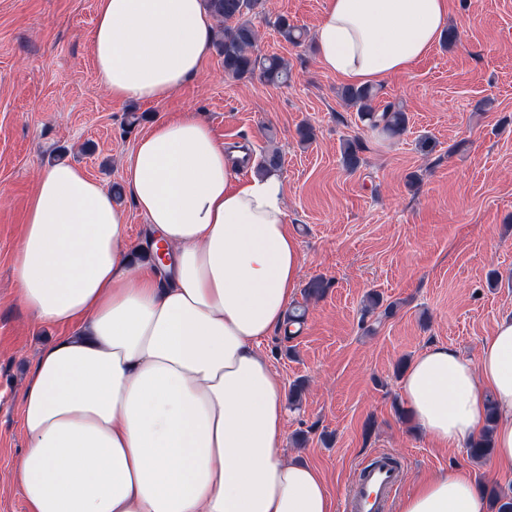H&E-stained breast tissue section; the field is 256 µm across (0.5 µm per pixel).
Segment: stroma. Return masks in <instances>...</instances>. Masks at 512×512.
Wrapping results in <instances>:
<instances>
[{
  "instance_id": "stroma-1",
  "label": "stroma",
  "mask_w": 512,
  "mask_h": 512,
  "mask_svg": "<svg viewBox=\"0 0 512 512\" xmlns=\"http://www.w3.org/2000/svg\"><path fill=\"white\" fill-rule=\"evenodd\" d=\"M326 0H267L251 15L257 50L284 58L274 86L225 75L209 49L200 72L168 99L120 102L98 82L91 34L98 0H0V512H26L13 476L23 452L21 404L41 352L63 330L18 300L16 261L38 173L71 162L104 187L150 127L190 112L253 160L278 149L287 220L302 255L300 283L320 276L323 297L294 303L306 319L294 338L260 346L286 385L305 384L289 408V457L318 468L345 504L357 465L384 452L401 466L399 494L428 475L467 468L475 482L512 487L493 459L440 448L401 417L399 362L443 344L477 357L512 314V0H448L460 40L437 44L406 73L379 83L380 102L403 105L406 132L365 126L321 69L312 34ZM304 28L301 45L277 17ZM314 129L301 142L298 128ZM363 145L355 171L349 140ZM394 304L364 313L367 294Z\"/></svg>"
}]
</instances>
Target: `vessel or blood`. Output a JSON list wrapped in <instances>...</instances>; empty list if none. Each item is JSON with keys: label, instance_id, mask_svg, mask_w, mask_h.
<instances>
[{"label": "vessel or blood", "instance_id": "vessel-or-blood-1", "mask_svg": "<svg viewBox=\"0 0 512 512\" xmlns=\"http://www.w3.org/2000/svg\"><path fill=\"white\" fill-rule=\"evenodd\" d=\"M400 485V469L384 453L364 460L358 470L349 512H386L391 496Z\"/></svg>", "mask_w": 512, "mask_h": 512}]
</instances>
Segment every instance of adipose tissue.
Wrapping results in <instances>:
<instances>
[{"mask_svg": "<svg viewBox=\"0 0 512 512\" xmlns=\"http://www.w3.org/2000/svg\"><path fill=\"white\" fill-rule=\"evenodd\" d=\"M446 0H326L322 69L351 86L409 71L441 40ZM214 37L203 0H99L92 49L118 101L158 102L196 75ZM197 117L155 123L124 169L151 248L82 168H46L17 255L18 298L66 333L22 402L15 479L27 512H336L313 466L286 460L285 386L259 342L285 328L301 254L277 173ZM415 425L444 448L476 437L493 396L495 463L512 471V315L477 360L436 345L401 378ZM398 512H488L468 470L430 475Z\"/></svg>", "mask_w": 512, "mask_h": 512, "instance_id": "ef3b65f1", "label": "adipose tissue"}]
</instances>
